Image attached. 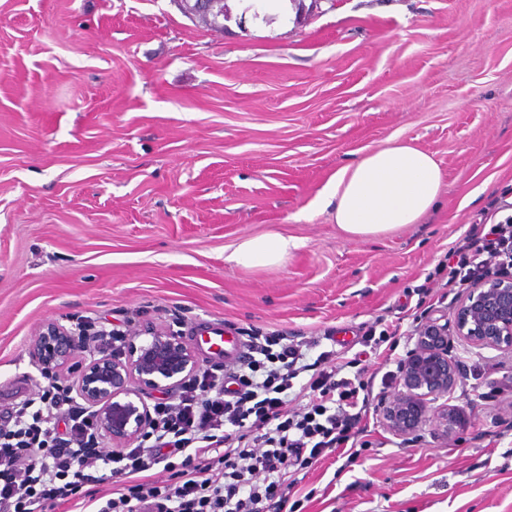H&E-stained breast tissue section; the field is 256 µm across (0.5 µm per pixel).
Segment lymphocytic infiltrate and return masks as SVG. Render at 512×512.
<instances>
[{
    "instance_id": "obj_1",
    "label": "lymphocytic infiltrate",
    "mask_w": 512,
    "mask_h": 512,
    "mask_svg": "<svg viewBox=\"0 0 512 512\" xmlns=\"http://www.w3.org/2000/svg\"><path fill=\"white\" fill-rule=\"evenodd\" d=\"M448 288L512 271V224L471 225ZM230 362L198 370L175 401L154 402L137 441L110 451L69 386L51 384L0 421V512H289L300 473L328 453L365 447L370 388L356 360L322 336L247 329ZM164 476H157V469ZM115 477L111 497L85 495Z\"/></svg>"
}]
</instances>
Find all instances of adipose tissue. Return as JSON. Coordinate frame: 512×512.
Instances as JSON below:
<instances>
[{"instance_id":"obj_1","label":"adipose tissue","mask_w":512,"mask_h":512,"mask_svg":"<svg viewBox=\"0 0 512 512\" xmlns=\"http://www.w3.org/2000/svg\"><path fill=\"white\" fill-rule=\"evenodd\" d=\"M442 193V175L433 154L408 143H394L342 167L324 187L319 206L330 210L337 227L362 237L417 223ZM297 241L280 233L242 239L227 255L241 268L275 265Z\"/></svg>"}]
</instances>
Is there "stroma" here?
<instances>
[{"label": "stroma", "mask_w": 512, "mask_h": 512, "mask_svg": "<svg viewBox=\"0 0 512 512\" xmlns=\"http://www.w3.org/2000/svg\"><path fill=\"white\" fill-rule=\"evenodd\" d=\"M397 140L443 193L416 224L353 237L314 202ZM512 217V0H303L223 29L179 0H0V410L38 390L49 320L329 332L337 352L453 315L433 271L470 225ZM278 232L281 263L224 251ZM427 286V297L417 290ZM462 430L309 468L300 512H512V356L451 339Z\"/></svg>", "instance_id": "obj_1"}]
</instances>
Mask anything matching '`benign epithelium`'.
Masks as SVG:
<instances>
[{"instance_id": "obj_1", "label": "benign epithelium", "mask_w": 512, "mask_h": 512, "mask_svg": "<svg viewBox=\"0 0 512 512\" xmlns=\"http://www.w3.org/2000/svg\"><path fill=\"white\" fill-rule=\"evenodd\" d=\"M455 333L472 346L512 355V276L491 274L466 288L455 312ZM83 335L79 328L48 321L32 344L31 355L45 379L55 378L73 355L89 356L73 389L94 412L99 431L115 445L136 440L147 428L145 394L174 398L183 380L199 369L194 351L170 327L147 330L149 340L131 345L118 357L95 354ZM397 382V394L379 408L380 421L389 431L409 436L432 425L448 436L463 425L459 409L436 405L457 384L443 318L418 326L414 348L402 362Z\"/></svg>"}]
</instances>
